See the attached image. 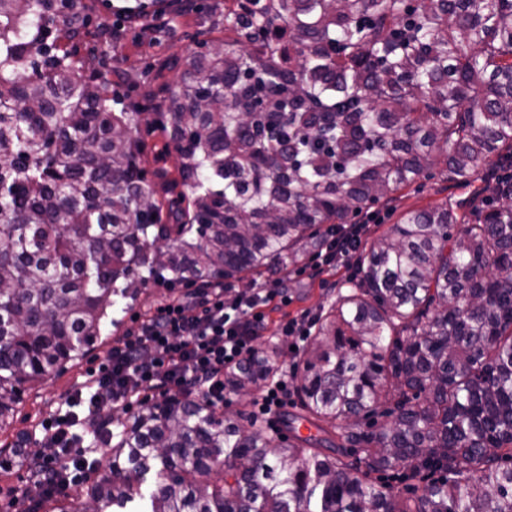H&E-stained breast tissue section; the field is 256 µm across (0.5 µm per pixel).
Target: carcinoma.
<instances>
[{"label":"carcinoma","mask_w":512,"mask_h":512,"mask_svg":"<svg viewBox=\"0 0 512 512\" xmlns=\"http://www.w3.org/2000/svg\"><path fill=\"white\" fill-rule=\"evenodd\" d=\"M83 10L0 0V434L148 283L279 276L420 178L471 184L512 159V0H224L222 49L176 58L151 120L47 44ZM143 122L177 155L175 197L141 167ZM482 192L472 216L403 212L316 315L291 377L324 437L165 395L100 425L110 462L85 497L39 507L512 512V189ZM277 355L255 350L224 390L274 383Z\"/></svg>","instance_id":"obj_1"}]
</instances>
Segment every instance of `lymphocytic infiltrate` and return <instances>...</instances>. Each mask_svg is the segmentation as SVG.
I'll return each instance as SVG.
<instances>
[{"label": "lymphocytic infiltrate", "instance_id": "1", "mask_svg": "<svg viewBox=\"0 0 512 512\" xmlns=\"http://www.w3.org/2000/svg\"><path fill=\"white\" fill-rule=\"evenodd\" d=\"M364 225L349 224L332 234L313 257L314 274L345 262L354 251ZM287 305L271 284L227 296L222 288L193 290L172 297L128 330L106 360L89 368L60 412L46 420L34 441L41 447L42 466L36 490L43 495L66 492L73 458L101 452L93 441L94 421L103 405L132 407L145 391L177 392L224 403V372L249 357L267 328L265 310Z\"/></svg>", "mask_w": 512, "mask_h": 512}]
</instances>
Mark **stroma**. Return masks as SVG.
Masks as SVG:
<instances>
[{"mask_svg":"<svg viewBox=\"0 0 512 512\" xmlns=\"http://www.w3.org/2000/svg\"><path fill=\"white\" fill-rule=\"evenodd\" d=\"M83 30L79 39V55L87 69H95L105 64L107 76L113 90L123 96L125 103L139 104L145 92L158 83L169 85L178 81L177 70H164L161 77L146 78L142 72L146 67L157 66L159 60L179 56L196 49L198 42L220 37L224 34V0H198L204 7L203 13L188 12L177 18L174 25L162 28L145 29L142 26L125 21L123 14L128 9H144L149 17L163 12V0H83ZM112 29L120 35V47L110 57H102V45L99 39L101 31ZM470 186L454 185L439 179L419 180L417 186L402 192L396 210L377 207L381 221L369 225L362 236V243L387 231L396 223L400 212L409 209H421L441 203L448 198L469 196ZM352 268L343 263L312 278L299 271L298 267H289L283 278V284L290 297L288 306L270 314L269 333H276L278 323L283 317H296L302 313L317 314L319 308L334 298L336 291L348 280ZM111 342H104L86 357L69 368L64 374L51 376L45 383L29 392L18 407L11 428L12 433H21L31 429L38 420L47 418L58 401L73 387L78 377L87 368L104 362Z\"/></svg>","mask_w":512,"mask_h":512,"instance_id":"35a3bbf8","label":"stroma"}]
</instances>
